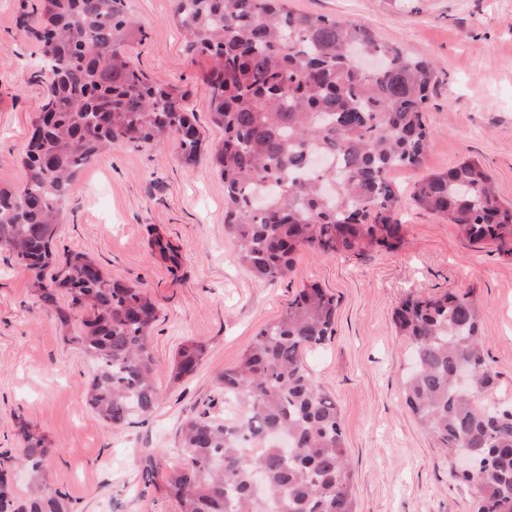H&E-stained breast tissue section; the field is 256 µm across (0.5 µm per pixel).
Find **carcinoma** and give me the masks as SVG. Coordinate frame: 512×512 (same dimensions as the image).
<instances>
[{"label": "carcinoma", "mask_w": 512, "mask_h": 512, "mask_svg": "<svg viewBox=\"0 0 512 512\" xmlns=\"http://www.w3.org/2000/svg\"><path fill=\"white\" fill-rule=\"evenodd\" d=\"M31 8L45 18L35 35L49 89L32 118L25 181L0 189V250L29 273L61 328L79 322L64 340L95 365L89 404L112 426L129 425L159 402L149 336L155 304L142 288L89 274L94 260L83 253L57 262L51 242L74 176L112 145L175 135L189 164L200 133L184 95L134 65L130 44L147 32L124 0H35ZM173 21L188 54L212 62L206 81L211 120L224 130L213 154L224 176V233L255 280L287 278L304 248L359 256L402 243L400 190L389 174L418 166L431 143L423 117L437 81L430 61L363 23L298 13L288 0H177ZM361 48L380 67L354 63ZM413 200L462 238L512 256V209L477 161L423 178ZM150 245L178 268L175 246L160 235ZM336 308L319 285H302L239 364L224 370V405L240 417L228 425L205 411L186 422V467L167 481L179 512H354L338 407L302 360L334 335ZM394 324L415 363L407 407L439 447L476 449L475 476L461 475L480 485L476 512H512V408L483 400L496 390L497 373L487 364L472 292L407 299ZM204 355L202 343L184 341L174 378L192 373ZM464 363L474 371L468 394L455 384ZM17 428L29 489L18 497L5 486L11 457L1 454L0 512H73L71 498L47 481L48 439L22 418Z\"/></svg>", "instance_id": "1"}]
</instances>
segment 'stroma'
I'll return each mask as SVG.
<instances>
[{"label": "stroma", "mask_w": 512, "mask_h": 512, "mask_svg": "<svg viewBox=\"0 0 512 512\" xmlns=\"http://www.w3.org/2000/svg\"><path fill=\"white\" fill-rule=\"evenodd\" d=\"M148 37L132 49L156 84L173 86L196 114L197 163L178 143H121L76 176L56 228L58 258L82 252L112 279L144 288L158 319L151 346L160 404L146 422L106 424L86 401L93 364L64 341L29 276L0 253V451L20 456L14 423L23 417L52 443L48 480L75 512H178L165 478L185 461L182 427L199 413L222 412L218 373L234 367L256 333L276 320L298 287L316 283L337 301L336 332L303 354L321 390L341 413L357 512H472L475 492L451 474L452 461L407 408L403 384L410 345L393 322L406 298L472 292L496 401L512 405V257L463 239L455 225L415 207L414 185L466 160L479 161L512 205V0H290V8L364 23L434 66L437 82L424 114L433 139L419 166L392 173L404 200V239L392 251L328 258L299 251L287 279L255 281L224 235V180L211 154L224 137L208 113L209 61L184 49L174 0H125ZM23 0H0V187L24 181L21 159L32 115L46 91ZM181 249L169 270L150 240ZM206 354L191 375L173 380L180 345ZM154 484L142 481L147 456Z\"/></svg>", "instance_id": "1"}]
</instances>
